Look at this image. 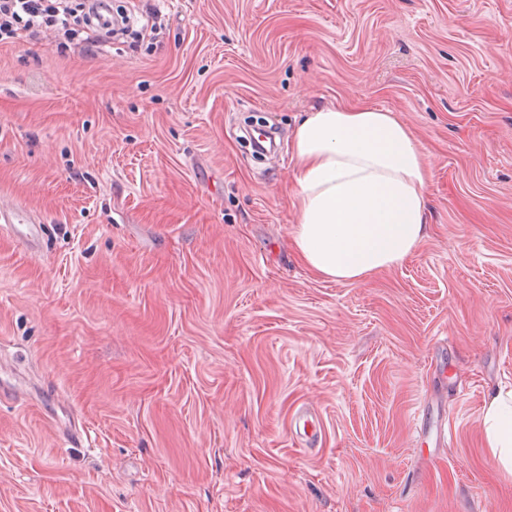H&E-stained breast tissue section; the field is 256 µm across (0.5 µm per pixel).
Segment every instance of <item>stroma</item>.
Here are the masks:
<instances>
[{
    "label": "stroma",
    "mask_w": 512,
    "mask_h": 512,
    "mask_svg": "<svg viewBox=\"0 0 512 512\" xmlns=\"http://www.w3.org/2000/svg\"><path fill=\"white\" fill-rule=\"evenodd\" d=\"M156 7L0 46V201L45 227L0 230V512H512V0H112ZM340 101L434 159L429 238L359 285L290 247ZM0 222L9 224L11 233L26 250L37 252L40 236L43 232L42 224H32V221L20 215L18 210L8 214H4L0 210ZM485 446L495 461L512 474V391L487 394L482 414Z\"/></svg>",
    "instance_id": "35a3bbf8"
}]
</instances>
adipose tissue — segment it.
Masks as SVG:
<instances>
[{
	"label": "adipose tissue",
	"instance_id": "obj_1",
	"mask_svg": "<svg viewBox=\"0 0 512 512\" xmlns=\"http://www.w3.org/2000/svg\"><path fill=\"white\" fill-rule=\"evenodd\" d=\"M292 151L291 247L315 276L365 282L429 237L433 163L395 112L364 103L313 109L297 123ZM482 424L486 448L512 474V391L488 392Z\"/></svg>",
	"mask_w": 512,
	"mask_h": 512
}]
</instances>
